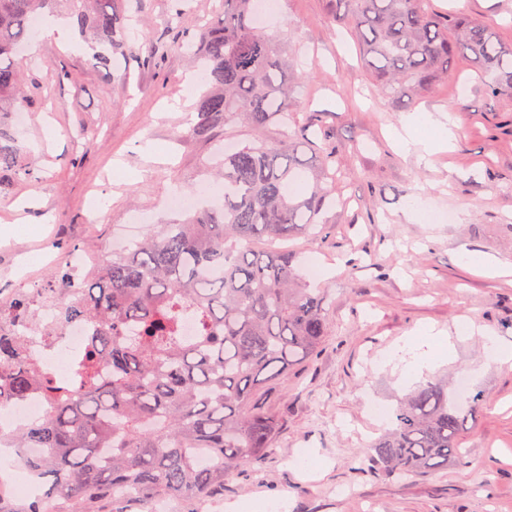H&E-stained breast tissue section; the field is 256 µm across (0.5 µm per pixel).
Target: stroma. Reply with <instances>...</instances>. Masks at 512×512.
<instances>
[{"instance_id": "35a3bbf8", "label": "stroma", "mask_w": 512, "mask_h": 512, "mask_svg": "<svg viewBox=\"0 0 512 512\" xmlns=\"http://www.w3.org/2000/svg\"><path fill=\"white\" fill-rule=\"evenodd\" d=\"M433 7L512 41V0ZM130 11L143 23L109 70L91 64L74 32L35 35L39 51L24 75L37 88L18 137L39 178L16 180L0 199V227L14 229L0 242V301L46 284L70 252L108 260V243L131 216L146 225L178 220L164 198L208 181L204 163L224 141L279 138L276 126L243 122L189 136L196 114L184 79L194 66L172 48L175 0H131ZM277 13L267 30L284 35L287 75L299 80L291 107L302 157L317 168L318 144L336 150V202L322 240L287 247L301 278L313 262L340 268L320 282L328 320L321 351L270 394L279 433L261 464L226 478L214 512H240L246 501L264 512H512V370L487 364L482 339L489 333L512 349V274L487 276L464 262L478 250L512 267V99L489 98L466 59L429 92L387 97L348 26L333 21L331 0H279ZM161 47L165 59L148 65ZM414 112H447L457 124L452 147L428 166L387 137ZM419 199L433 220H408ZM21 200L30 208L16 210ZM467 321L482 335L455 342L423 376L405 381L399 363L381 362L419 327L451 335ZM445 376L485 393L463 436V462L432 475H382L367 453L379 431L362 393L393 406L422 380ZM344 486L356 497L338 495Z\"/></svg>"}]
</instances>
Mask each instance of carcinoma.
<instances>
[{"label": "carcinoma", "mask_w": 512, "mask_h": 512, "mask_svg": "<svg viewBox=\"0 0 512 512\" xmlns=\"http://www.w3.org/2000/svg\"><path fill=\"white\" fill-rule=\"evenodd\" d=\"M58 0H0V196L32 175L8 115L23 109L21 51L37 15ZM92 62L111 63L134 29L124 0H65ZM363 60L390 97L425 93L448 79L460 58L477 65L493 98L512 99V42L486 25L432 0H335ZM283 37L258 26L253 0H219L198 31L181 33L208 90L189 130L205 136L245 118L257 128L280 125L282 137L257 139L224 156L213 178L219 208H202L182 224H162L133 247L114 253L88 280L67 271L46 288H20L0 318L27 324L35 300L57 309L46 336L93 322L96 332L77 378L44 375L17 332L0 333V407L38 390L47 414L5 435L41 494L16 503L0 485V512H112L129 502L150 512L154 502L202 503L224 493L234 470L260 463L280 419L260 391L288 380L292 366L318 353L327 333L325 297L305 288L288 251L276 246L321 223L334 185L313 175L288 127L291 87L280 53ZM194 318L197 335H182ZM480 393L461 404L448 384L418 386L392 412L371 456L387 476L437 471L462 459L468 420ZM24 448L44 452L29 460ZM195 448L210 449L203 466Z\"/></svg>", "instance_id": "obj_1"}]
</instances>
